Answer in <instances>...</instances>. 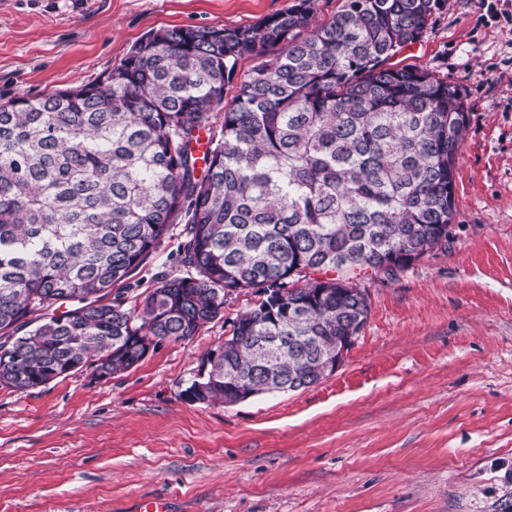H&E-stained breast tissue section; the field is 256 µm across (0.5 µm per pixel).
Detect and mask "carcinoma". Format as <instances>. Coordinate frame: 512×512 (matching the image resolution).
<instances>
[{
    "mask_svg": "<svg viewBox=\"0 0 512 512\" xmlns=\"http://www.w3.org/2000/svg\"><path fill=\"white\" fill-rule=\"evenodd\" d=\"M316 2L159 29L88 84L0 105L1 385L128 371L141 339L189 338L257 288L186 401L312 386L367 322L355 270L393 276L448 236L465 105L393 61L441 0H343L318 24ZM182 223L186 275L104 302Z\"/></svg>",
    "mask_w": 512,
    "mask_h": 512,
    "instance_id": "cac0c4a2",
    "label": "carcinoma"
}]
</instances>
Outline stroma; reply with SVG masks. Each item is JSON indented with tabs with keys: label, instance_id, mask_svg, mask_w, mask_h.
<instances>
[{
	"label": "stroma",
	"instance_id": "obj_1",
	"mask_svg": "<svg viewBox=\"0 0 512 512\" xmlns=\"http://www.w3.org/2000/svg\"><path fill=\"white\" fill-rule=\"evenodd\" d=\"M293 0H0V104L84 85L151 31L239 26ZM469 125L448 245L357 277L368 320L336 372L237 404L183 391L256 290L134 368L0 385V512H512V0H446L399 55ZM182 225L113 298L183 274Z\"/></svg>",
	"mask_w": 512,
	"mask_h": 512
}]
</instances>
